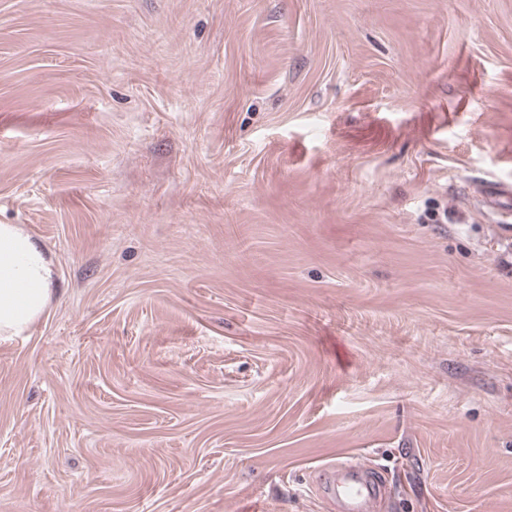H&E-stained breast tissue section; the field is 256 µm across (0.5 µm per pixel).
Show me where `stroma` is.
<instances>
[{"label": "stroma", "mask_w": 512, "mask_h": 512, "mask_svg": "<svg viewBox=\"0 0 512 512\" xmlns=\"http://www.w3.org/2000/svg\"><path fill=\"white\" fill-rule=\"evenodd\" d=\"M512 0H0V512H512ZM56 269L44 246L17 224H0V341L28 331L53 296ZM325 488L339 512H373L385 493L380 475L363 462L333 469Z\"/></svg>", "instance_id": "stroma-1"}]
</instances>
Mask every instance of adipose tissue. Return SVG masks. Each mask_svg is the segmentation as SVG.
<instances>
[{"label": "adipose tissue", "mask_w": 512, "mask_h": 512, "mask_svg": "<svg viewBox=\"0 0 512 512\" xmlns=\"http://www.w3.org/2000/svg\"><path fill=\"white\" fill-rule=\"evenodd\" d=\"M56 269L44 246L22 227L0 224V341L28 331L53 296Z\"/></svg>", "instance_id": "obj_1"}]
</instances>
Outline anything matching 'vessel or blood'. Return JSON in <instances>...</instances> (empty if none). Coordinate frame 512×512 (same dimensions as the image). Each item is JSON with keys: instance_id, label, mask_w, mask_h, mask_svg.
Here are the masks:
<instances>
[{"instance_id": "vessel-or-blood-1", "label": "vessel or blood", "mask_w": 512, "mask_h": 512, "mask_svg": "<svg viewBox=\"0 0 512 512\" xmlns=\"http://www.w3.org/2000/svg\"><path fill=\"white\" fill-rule=\"evenodd\" d=\"M326 490L335 499L338 512H374L385 484L367 464L357 462L333 469Z\"/></svg>"}]
</instances>
